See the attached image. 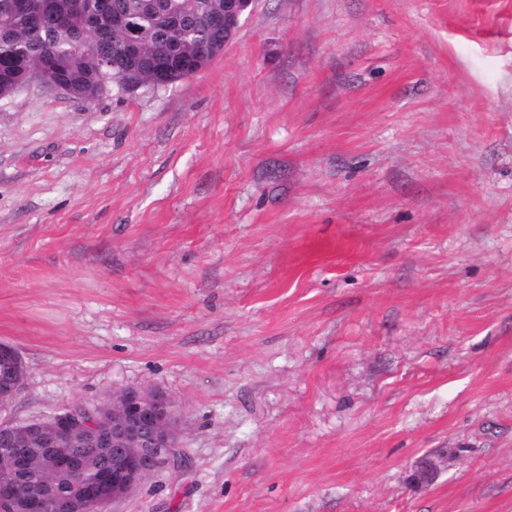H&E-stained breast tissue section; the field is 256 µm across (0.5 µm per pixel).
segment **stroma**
Instances as JSON below:
<instances>
[{
	"mask_svg": "<svg viewBox=\"0 0 512 512\" xmlns=\"http://www.w3.org/2000/svg\"><path fill=\"white\" fill-rule=\"evenodd\" d=\"M0 342L17 417L174 402L110 512H512V0H254L191 78L0 100Z\"/></svg>",
	"mask_w": 512,
	"mask_h": 512,
	"instance_id": "1",
	"label": "stroma"
}]
</instances>
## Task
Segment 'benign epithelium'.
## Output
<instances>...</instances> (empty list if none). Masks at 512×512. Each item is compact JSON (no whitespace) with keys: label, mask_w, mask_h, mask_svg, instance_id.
I'll list each match as a JSON object with an SVG mask.
<instances>
[{"label":"benign epithelium","mask_w":512,"mask_h":512,"mask_svg":"<svg viewBox=\"0 0 512 512\" xmlns=\"http://www.w3.org/2000/svg\"><path fill=\"white\" fill-rule=\"evenodd\" d=\"M253 0H224V6H216L206 11L205 22L212 34L207 58L214 59L224 53V48L234 39L241 27L244 15ZM10 24L16 20L25 23L30 19L28 0H9L6 5ZM96 12L100 19H112V32L124 37L123 55L125 66L117 77L128 89H137L146 84L167 86L187 78V71L197 74L206 65L172 55L170 59L149 67L147 57L142 54L141 41L134 33L135 17L117 0H97ZM114 65L110 58L99 61V78L89 85H80L63 77L61 70L49 63L28 68L16 81H0V99L12 95L19 88L36 82L52 91L71 99L97 100L107 92L112 83ZM112 415V428L84 432L82 439L96 448H112V466L99 471L93 483L78 484L79 491L69 499L42 497L29 501L16 498L12 485H0V512H85L86 506L93 504L99 512L129 496L150 475L164 464L159 449L176 446L174 435V409L172 403L161 395L155 397L128 391L112 402L108 408ZM81 428L74 418H63L51 426L50 441H60L62 436ZM83 459L78 454L58 456L54 470L59 473L79 474Z\"/></svg>","instance_id":"benign-epithelium-1"}]
</instances>
